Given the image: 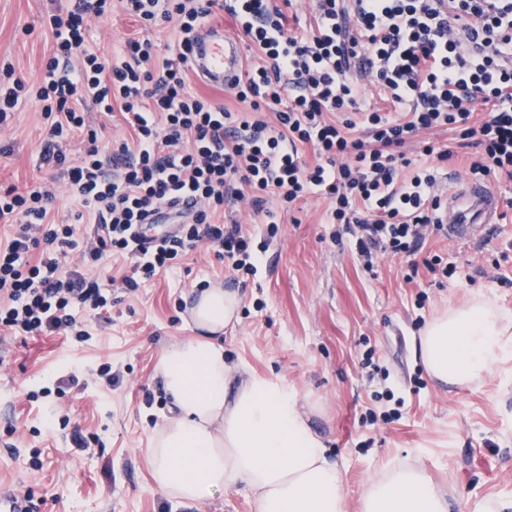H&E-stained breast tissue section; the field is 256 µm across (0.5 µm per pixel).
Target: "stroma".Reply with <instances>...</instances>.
Instances as JSON below:
<instances>
[{
	"label": "stroma",
	"instance_id": "stroma-1",
	"mask_svg": "<svg viewBox=\"0 0 512 512\" xmlns=\"http://www.w3.org/2000/svg\"><path fill=\"white\" fill-rule=\"evenodd\" d=\"M74 0H0V64L36 81L52 46L48 15ZM166 46L173 29H142L123 15L95 22L87 47L118 56L130 37ZM43 131L35 102H23L0 129V189L26 191L55 181L50 215L76 223L81 202L58 171L39 159ZM437 167L447 191L487 185L500 201L512 181L473 174L466 154ZM327 202L314 195L292 205L281 234L259 253L255 274L241 276L213 252H189L179 268L112 291L109 311L81 313L89 338L22 336L0 346V487L31 497L39 512H257L242 489L176 504L151 478L146 450L168 412L157 367L165 348L194 334L186 298L202 284L239 296L238 321L224 332V355L238 368L277 379L300 402L317 403L310 421L336 459L348 512L390 465L421 469L448 494L451 512L512 499V352L481 380L440 386L418 350L438 313L481 296L512 312V208L489 240L427 242L455 275L439 285L406 261L384 256L365 269L351 244L336 245L324 222ZM498 266L500 281L487 273ZM373 359L379 373L366 368ZM111 378L100 375L102 364ZM62 395H44V387ZM393 391L404 404L391 423L367 422L375 394ZM389 409V402H382ZM69 426H62V418ZM87 445L74 447L73 432Z\"/></svg>",
	"mask_w": 512,
	"mask_h": 512
}]
</instances>
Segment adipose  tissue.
<instances>
[{"label": "adipose tissue", "instance_id": "adipose-tissue-1", "mask_svg": "<svg viewBox=\"0 0 512 512\" xmlns=\"http://www.w3.org/2000/svg\"><path fill=\"white\" fill-rule=\"evenodd\" d=\"M236 292L190 296L195 337L171 345L158 364L169 413L148 456L155 485L182 503L241 487L258 512H347L341 475L304 406L278 380L239 370L224 356L237 320ZM512 314L474 298L424 329L420 352L442 384L480 379L512 350ZM359 512H450L448 495L418 468L397 464L373 482Z\"/></svg>", "mask_w": 512, "mask_h": 512}]
</instances>
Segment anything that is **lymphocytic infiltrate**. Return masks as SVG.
I'll list each match as a JSON object with an SVG mask.
<instances>
[{
	"instance_id": "lymphocytic-infiltrate-1",
	"label": "lymphocytic infiltrate",
	"mask_w": 512,
	"mask_h": 512,
	"mask_svg": "<svg viewBox=\"0 0 512 512\" xmlns=\"http://www.w3.org/2000/svg\"><path fill=\"white\" fill-rule=\"evenodd\" d=\"M298 0H76L53 13L54 48L34 89L0 71V124L27 98L38 103L45 136L40 162L62 172L95 226L50 220L52 186L0 190V222L14 225L0 243V330L13 336L85 341L77 314L104 312L112 291L95 275L105 257L132 260L121 285L174 268L204 245L235 271L255 272V239L238 220L243 204L280 231L277 209L310 195L330 203V237H351L364 266L383 255L407 258L411 273L450 278L440 257L417 263L427 239L447 235L434 167L412 165L404 150L418 135L448 134L450 160L471 149L474 173L512 180V0H313L305 27L287 25ZM229 14L253 52L228 87L235 107L214 104L188 84L190 43L215 12ZM114 13L145 28L172 27L159 53L146 38H127L102 60L86 46L90 21ZM372 85L397 113L364 105ZM120 112L129 140L65 145L84 129L81 107ZM488 105L478 115L476 103ZM316 159L307 163L303 146ZM413 167L404 177L400 167ZM175 219L153 250L137 245L148 216Z\"/></svg>"
}]
</instances>
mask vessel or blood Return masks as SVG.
<instances>
[{
	"label": "vessel or blood",
	"instance_id": "b4317fda",
	"mask_svg": "<svg viewBox=\"0 0 512 512\" xmlns=\"http://www.w3.org/2000/svg\"><path fill=\"white\" fill-rule=\"evenodd\" d=\"M243 52L238 40L227 36L223 27L201 25L189 50L193 71L208 86L222 89L232 84L242 70ZM496 198L483 185L468 184L449 195L440 215L452 239H472L494 221Z\"/></svg>",
	"mask_w": 512,
	"mask_h": 512
}]
</instances>
